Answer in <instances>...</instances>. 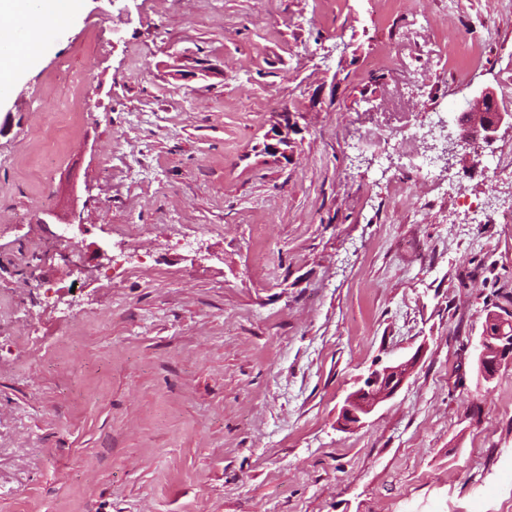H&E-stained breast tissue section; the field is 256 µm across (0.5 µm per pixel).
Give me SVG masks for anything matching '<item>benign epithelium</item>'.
I'll list each match as a JSON object with an SVG mask.
<instances>
[{"label": "benign epithelium", "mask_w": 512, "mask_h": 512, "mask_svg": "<svg viewBox=\"0 0 512 512\" xmlns=\"http://www.w3.org/2000/svg\"><path fill=\"white\" fill-rule=\"evenodd\" d=\"M507 118L512 120V115L500 110L495 93L488 88L484 89L473 98L466 110L459 140L480 136L485 142L491 143ZM293 129L292 114L286 110L277 113L273 125L274 142L266 144L264 150L273 156L288 154V148L292 147ZM506 326L504 314L492 311L486 316L476 359L478 375L485 382L492 381L498 368L512 360V336L507 334ZM420 358L421 351L418 350L407 359L371 367L367 374L359 378L356 389L346 396L338 413V427L355 430L365 425V420L375 408L403 387Z\"/></svg>", "instance_id": "benign-epithelium-1"}]
</instances>
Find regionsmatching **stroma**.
Here are the masks:
<instances>
[{"label": "stroma", "instance_id": "1", "mask_svg": "<svg viewBox=\"0 0 512 512\" xmlns=\"http://www.w3.org/2000/svg\"><path fill=\"white\" fill-rule=\"evenodd\" d=\"M14 88L0 512H512V361L481 384L475 351L487 309L512 311V222L473 223L383 152L485 88L512 113V0H80ZM282 110L284 158L264 151ZM490 165L461 144L447 177L511 195ZM108 247L138 266L102 277ZM418 350L365 427L337 429L360 374Z\"/></svg>", "mask_w": 512, "mask_h": 512}]
</instances>
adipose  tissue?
Wrapping results in <instances>:
<instances>
[{
	"label": "adipose tissue",
	"instance_id": "1",
	"mask_svg": "<svg viewBox=\"0 0 512 512\" xmlns=\"http://www.w3.org/2000/svg\"><path fill=\"white\" fill-rule=\"evenodd\" d=\"M80 0H0V43L9 42L14 54L0 55V86L10 85L21 63L32 62L79 8ZM49 19V27L32 33L37 19Z\"/></svg>",
	"mask_w": 512,
	"mask_h": 512
}]
</instances>
